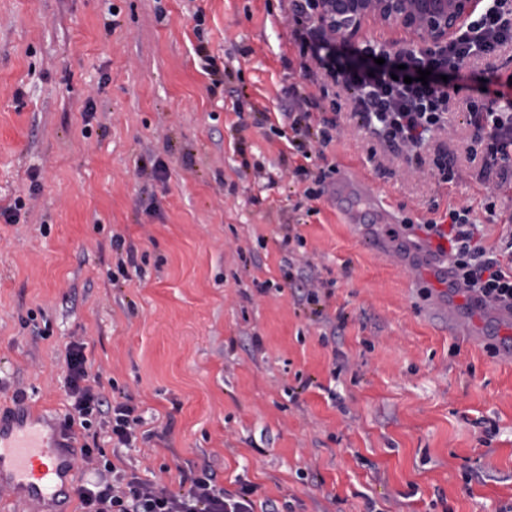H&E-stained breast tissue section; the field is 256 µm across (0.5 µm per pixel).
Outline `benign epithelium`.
<instances>
[{
	"mask_svg": "<svg viewBox=\"0 0 512 512\" xmlns=\"http://www.w3.org/2000/svg\"><path fill=\"white\" fill-rule=\"evenodd\" d=\"M483 0H314L320 30L353 44L372 26L404 34L410 50L421 53L452 42Z\"/></svg>",
	"mask_w": 512,
	"mask_h": 512,
	"instance_id": "7a95c632",
	"label": "benign epithelium"
}]
</instances>
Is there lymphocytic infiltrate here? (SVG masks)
I'll return each mask as SVG.
<instances>
[{"label": "lymphocytic infiltrate", "mask_w": 512, "mask_h": 512, "mask_svg": "<svg viewBox=\"0 0 512 512\" xmlns=\"http://www.w3.org/2000/svg\"><path fill=\"white\" fill-rule=\"evenodd\" d=\"M508 0H484L468 33L448 47L424 54L404 51L386 56L376 64L375 50L363 49L347 58L336 53L333 39L312 20V0H290L288 23L293 28L301 72L319 93L296 92L298 113L292 127L300 138L292 144L302 157L313 147H327L337 129L335 118L322 116L319 130H312L313 112H320V97L341 88L349 96L352 117L388 145L406 149L409 162L423 165L418 152L428 134L445 129L450 95L441 90L443 75L455 73L471 56L492 57L512 45V9ZM429 71L427 82L417 80ZM472 131L470 159L480 160L479 182L486 190L484 208L495 214L499 192L512 183V85L496 90L489 101L472 96L462 99ZM435 251L447 255V273L453 290L469 293L478 306L512 312V233L501 236L495 248L482 243V234L467 205L448 208L441 221L425 224ZM65 386L72 400L73 416L65 428L88 425L91 416L106 418L117 445L131 447L138 438L142 419L134 406L108 402L98 377L92 376L81 343H70L65 355ZM255 486L242 485L231 494L218 486L212 470L180 473L177 484L146 481L136 473L105 463L91 486L79 485L74 493L82 512H279L276 501L255 504Z\"/></svg>", "instance_id": "obj_1"}]
</instances>
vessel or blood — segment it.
Wrapping results in <instances>:
<instances>
[{
	"label": "vessel or blood",
	"instance_id": "b4317fda",
	"mask_svg": "<svg viewBox=\"0 0 512 512\" xmlns=\"http://www.w3.org/2000/svg\"><path fill=\"white\" fill-rule=\"evenodd\" d=\"M74 445L69 430L28 405L0 413V487L32 512H64L73 492Z\"/></svg>",
	"mask_w": 512,
	"mask_h": 512
}]
</instances>
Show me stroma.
<instances>
[{"mask_svg": "<svg viewBox=\"0 0 512 512\" xmlns=\"http://www.w3.org/2000/svg\"><path fill=\"white\" fill-rule=\"evenodd\" d=\"M288 0H0V410L61 422L85 345L144 438V479L209 468L281 512H499L512 504V316L450 291L423 232L469 205L465 114L434 135L453 184L342 113L325 154L352 190L293 170L305 83ZM224 71L213 88L200 51ZM512 77L471 59L464 93ZM385 199L378 210L375 198ZM138 267L113 282L115 239ZM323 281L300 300L305 272Z\"/></svg>", "mask_w": 512, "mask_h": 512, "instance_id": "stroma-1", "label": "stroma"}]
</instances>
